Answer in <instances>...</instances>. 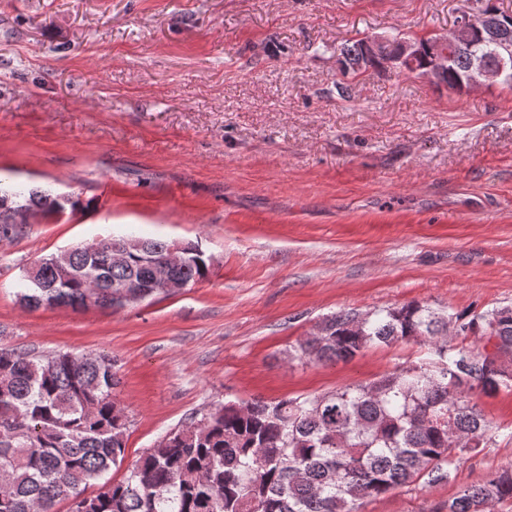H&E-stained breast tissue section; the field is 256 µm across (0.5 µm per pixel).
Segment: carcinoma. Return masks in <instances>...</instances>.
Segmentation results:
<instances>
[{
  "mask_svg": "<svg viewBox=\"0 0 512 512\" xmlns=\"http://www.w3.org/2000/svg\"><path fill=\"white\" fill-rule=\"evenodd\" d=\"M411 40L421 54L400 70L422 74L435 56L448 65L434 81L460 91L475 71L471 52L436 34L387 36L398 52ZM365 39L339 50L336 92L369 70ZM80 200L49 189L0 186V236L17 224L77 210ZM125 252L111 262L112 246ZM174 243L133 235L107 236L42 262L38 288L17 296L30 308L80 310L112 304L127 278L151 282L163 271L195 283L209 272L198 245L170 258ZM418 342L429 357L368 383L333 393L278 401L227 402L162 437L126 470L128 418L114 397L119 384L105 353L34 356L0 347V512H360L364 499L427 478H450L493 426L476 398L512 390V305L439 314L416 302L366 313L339 310L298 345L314 361H348L374 344ZM101 485L96 494L84 488ZM512 505V464L461 489L445 512H494Z\"/></svg>",
  "mask_w": 512,
  "mask_h": 512,
  "instance_id": "1",
  "label": "carcinoma"
}]
</instances>
